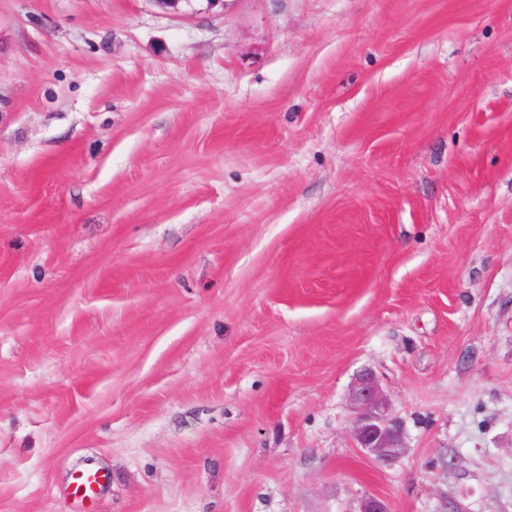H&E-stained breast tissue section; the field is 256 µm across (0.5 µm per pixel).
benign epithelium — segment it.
I'll use <instances>...</instances> for the list:
<instances>
[{"mask_svg":"<svg viewBox=\"0 0 512 512\" xmlns=\"http://www.w3.org/2000/svg\"><path fill=\"white\" fill-rule=\"evenodd\" d=\"M349 398L356 410L354 438L359 447L383 462L396 458L401 450L398 425L389 399L371 370L356 374Z\"/></svg>","mask_w":512,"mask_h":512,"instance_id":"obj_1","label":"benign epithelium"}]
</instances>
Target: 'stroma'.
<instances>
[{
  "label": "stroma",
  "instance_id": "1",
  "mask_svg": "<svg viewBox=\"0 0 512 512\" xmlns=\"http://www.w3.org/2000/svg\"><path fill=\"white\" fill-rule=\"evenodd\" d=\"M369 497L512 512V0H0V512ZM349 398L357 414L353 432L359 447L383 462L396 458L402 448L398 425L389 399L371 370L356 374ZM105 481L106 475L96 470L81 471L74 479L71 496L82 503L93 501L98 497Z\"/></svg>",
  "mask_w": 512,
  "mask_h": 512
}]
</instances>
